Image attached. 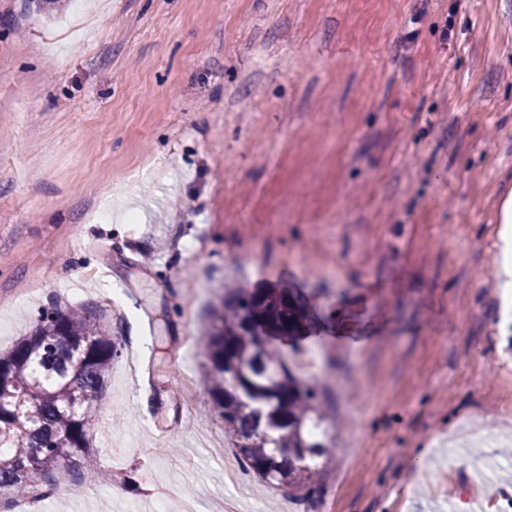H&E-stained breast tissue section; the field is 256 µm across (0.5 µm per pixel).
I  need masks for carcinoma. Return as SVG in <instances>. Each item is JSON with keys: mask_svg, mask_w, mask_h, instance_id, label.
Masks as SVG:
<instances>
[{"mask_svg": "<svg viewBox=\"0 0 512 512\" xmlns=\"http://www.w3.org/2000/svg\"><path fill=\"white\" fill-rule=\"evenodd\" d=\"M305 301L286 288H230L200 336L208 393L246 468L275 488L321 494L329 457L314 387L280 344L303 339ZM121 343L89 305H54L0 354V489L15 501L33 494L31 475L53 481L65 465L90 467L87 448L100 398Z\"/></svg>", "mask_w": 512, "mask_h": 512, "instance_id": "cac0c4a2", "label": "carcinoma"}]
</instances>
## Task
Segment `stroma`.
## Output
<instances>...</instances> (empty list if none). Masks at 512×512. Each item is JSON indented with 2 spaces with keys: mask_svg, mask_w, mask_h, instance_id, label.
Wrapping results in <instances>:
<instances>
[{
  "mask_svg": "<svg viewBox=\"0 0 512 512\" xmlns=\"http://www.w3.org/2000/svg\"><path fill=\"white\" fill-rule=\"evenodd\" d=\"M510 192L512 0H0V351L55 302L123 346L110 481L32 512L500 505ZM228 285L302 290L355 358L320 397L316 501L224 479L197 338ZM499 235L501 245L494 255L496 268L495 288L501 302L504 321L512 316V201L510 196L504 201L501 213ZM510 317V318H509Z\"/></svg>",
  "mask_w": 512,
  "mask_h": 512,
  "instance_id": "1",
  "label": "stroma"
}]
</instances>
